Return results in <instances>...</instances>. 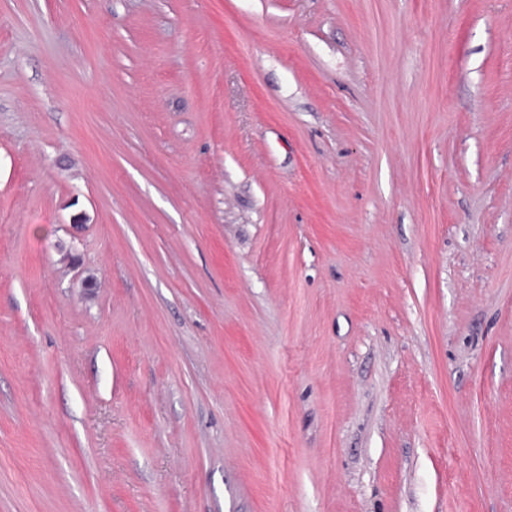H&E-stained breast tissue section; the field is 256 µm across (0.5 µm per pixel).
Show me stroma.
Wrapping results in <instances>:
<instances>
[{
    "label": "stroma",
    "instance_id": "obj_1",
    "mask_svg": "<svg viewBox=\"0 0 512 512\" xmlns=\"http://www.w3.org/2000/svg\"><path fill=\"white\" fill-rule=\"evenodd\" d=\"M0 512H512V0H0Z\"/></svg>",
    "mask_w": 512,
    "mask_h": 512
}]
</instances>
